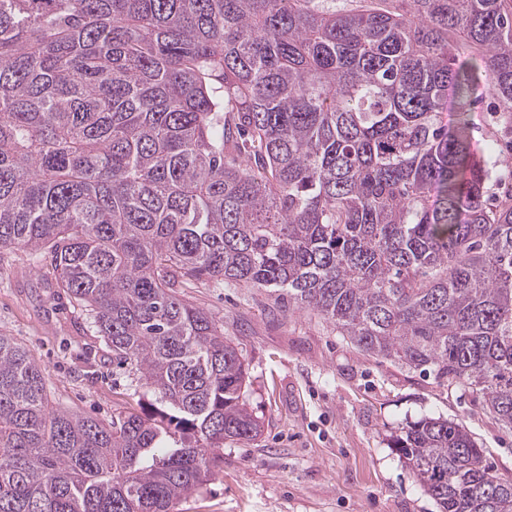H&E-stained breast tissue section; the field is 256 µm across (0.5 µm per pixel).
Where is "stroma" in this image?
Returning <instances> with one entry per match:
<instances>
[{
    "label": "stroma",
    "mask_w": 512,
    "mask_h": 512,
    "mask_svg": "<svg viewBox=\"0 0 512 512\" xmlns=\"http://www.w3.org/2000/svg\"><path fill=\"white\" fill-rule=\"evenodd\" d=\"M485 88L472 134L489 146L491 198L512 194L505 120ZM224 325L248 368L254 441L225 442L224 470L174 512H438L390 443L413 422L462 425L494 472L512 479V428L479 394L357 350L307 310L274 294L207 282L182 291ZM0 333L30 350L54 406L102 420L137 408L147 388L117 369L84 312L57 287L49 260L0 249Z\"/></svg>",
    "instance_id": "35a3bbf8"
}]
</instances>
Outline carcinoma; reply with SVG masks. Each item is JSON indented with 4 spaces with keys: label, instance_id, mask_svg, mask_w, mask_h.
Masks as SVG:
<instances>
[{
    "label": "carcinoma",
    "instance_id": "obj_1",
    "mask_svg": "<svg viewBox=\"0 0 512 512\" xmlns=\"http://www.w3.org/2000/svg\"><path fill=\"white\" fill-rule=\"evenodd\" d=\"M512 117V0H0V248L47 256L154 400L49 402L0 334V512H172L261 435L224 326L177 288H265L512 426V201L468 119ZM452 109L455 121L444 122ZM393 447L440 512H512L465 428Z\"/></svg>",
    "mask_w": 512,
    "mask_h": 512
}]
</instances>
